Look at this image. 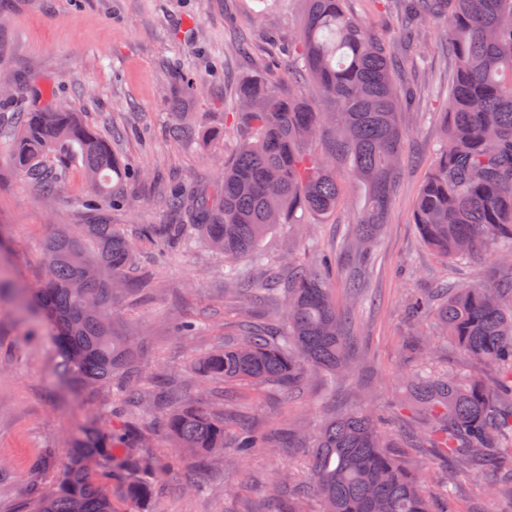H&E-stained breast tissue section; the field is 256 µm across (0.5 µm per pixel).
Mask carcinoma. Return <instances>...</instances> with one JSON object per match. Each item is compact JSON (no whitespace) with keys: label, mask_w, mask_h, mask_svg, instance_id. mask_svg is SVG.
I'll list each match as a JSON object with an SVG mask.
<instances>
[{"label":"carcinoma","mask_w":512,"mask_h":512,"mask_svg":"<svg viewBox=\"0 0 512 512\" xmlns=\"http://www.w3.org/2000/svg\"><path fill=\"white\" fill-rule=\"evenodd\" d=\"M295 38L288 42L291 83L311 80L328 104L316 110L305 98L284 95L262 78L239 87L224 119L247 121V136L224 163L220 182L200 194L169 191V205L186 223L147 227L162 244L199 238L224 255V280L245 298L257 283L242 266L262 260L259 246L280 224H301L307 213H328L342 188L325 156L311 151L322 123L332 117L334 151L349 160L365 188L356 231L343 248L366 258L390 208L405 136L399 123L403 91L395 82L398 61L348 5L349 0H307ZM442 19L454 61L444 114V137L417 195L414 224L437 253L464 262L484 249L501 256L492 285L447 283L434 295L408 303L415 319L436 310L448 340L472 365L495 378L446 380L415 375L407 399L424 415L423 439L448 459V494L457 474L493 465L499 480L492 496L512 505V0H403L401 23L391 32L403 42L423 23ZM0 151L11 168L52 202L63 194L72 157L81 162L97 196L113 198L112 184L125 170L111 145L88 127L82 113L59 107L18 112L0 119ZM131 243L101 219L66 224L47 243L44 280L31 302L51 326L60 376L107 386L120 378L125 405L141 406V388L130 366L129 346L115 327L111 303L130 286ZM284 305L273 324L244 320L238 337L205 355L200 376L226 383L291 385L312 374H348L361 360L352 348L351 316L340 312L321 275L299 261L288 273L262 282ZM176 448L204 456L224 447V415L187 407L167 418ZM124 434L91 424L70 440L68 463L53 491L33 512H116L112 486L100 467L124 476L123 501L142 512L157 490L139 476L145 469L133 449L118 455ZM256 432L239 426L235 452L263 447ZM368 410H333L309 456L313 487L323 512H434L415 476Z\"/></svg>","instance_id":"cac0c4a2"}]
</instances>
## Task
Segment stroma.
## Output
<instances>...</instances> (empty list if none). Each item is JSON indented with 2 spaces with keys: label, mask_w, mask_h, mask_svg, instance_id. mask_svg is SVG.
<instances>
[{
  "label": "stroma",
  "mask_w": 512,
  "mask_h": 512,
  "mask_svg": "<svg viewBox=\"0 0 512 512\" xmlns=\"http://www.w3.org/2000/svg\"><path fill=\"white\" fill-rule=\"evenodd\" d=\"M305 10V0H0V75L14 81L13 97L0 103V111L52 106L80 112L129 171L117 190L122 202L110 217L135 245V282L114 307L143 390L140 409L126 413L112 389H72L56 372L40 313L0 299V512H31L36 496L54 487L75 427L88 419L126 432L130 446L149 462L147 476L157 490L151 512H271L273 493L280 512H320L316 497L295 498L287 488L311 485L308 451L319 425L333 406L353 405L361 387L380 429L395 439L436 512L450 506L444 492L448 463L415 442L424 422L404 401L406 384L417 371L437 380L451 373L467 377L473 369L436 334L431 318L425 325L435 334L433 351L412 358L407 302L450 280L492 283L497 257L478 251L467 262H450L424 243L413 222L448 103L443 23H426L414 44L395 47L404 61L397 82L412 86L415 98L402 114L404 157L371 271H364L357 255L341 251L344 233L363 207L364 188L339 156L333 163L344 201L329 215L277 226L261 245L273 265L290 256L313 266L329 258L327 283L342 310L352 306L346 278L365 275L370 301L353 317L362 362L353 376L337 381L335 391H327L320 376L290 387L202 383L198 360L236 332L243 315L268 322L277 306L243 301L226 288L223 257L204 245L162 257L155 240L142 234L147 224L182 222L165 204L169 184L192 193L217 182L242 138L239 128L224 124L225 103L234 101L246 77L282 71L288 40ZM185 78L199 84L197 93L182 94ZM175 126L184 129V139L171 137ZM90 195L75 170L63 196L46 204L0 159V231L8 239L0 272L35 290L44 273L45 242L62 225L88 223L82 203ZM203 313L210 317L207 328L175 335L177 321ZM186 405L249 424L271 445L246 458L229 447L203 457L180 455L165 418ZM37 459L43 465L36 470ZM496 478L489 468L462 475L451 506L456 512H495L489 489Z\"/></svg>",
  "instance_id": "obj_1"
}]
</instances>
